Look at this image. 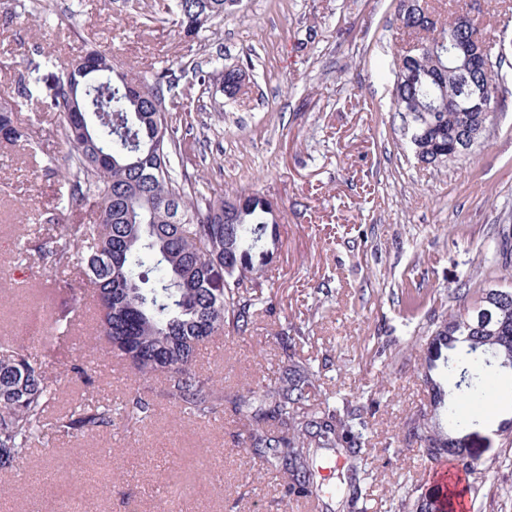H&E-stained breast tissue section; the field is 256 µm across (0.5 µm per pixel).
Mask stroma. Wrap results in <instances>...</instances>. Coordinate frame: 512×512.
<instances>
[{"label": "stroma", "instance_id": "1", "mask_svg": "<svg viewBox=\"0 0 512 512\" xmlns=\"http://www.w3.org/2000/svg\"><path fill=\"white\" fill-rule=\"evenodd\" d=\"M399 0H240L194 41L181 40L163 0H0V100L32 140L0 146V345L11 341L50 292L54 312L83 325L51 353L56 415L80 400L119 403L149 396L144 422L50 437L0 473V512H306L283 496L279 476L245 447V420L176 417L156 376L135 383L123 361L104 356L78 292V275L42 266L28 241L58 225H88L89 206L69 200L71 168L63 118L48 106L60 73L47 56L112 55L152 76L173 61L193 87L181 152L201 187L234 196L257 192L278 207L280 245L247 332L199 346L196 367L225 391L277 376L281 332L298 330L296 356L321 370L317 400H359L385 382L368 416L364 456L373 463L368 512H400L399 497L436 491L433 466L401 431L429 403L409 340L427 335L435 314L462 311L482 288L512 286V266L493 264L494 241L512 228V67L502 68L503 102L466 156L419 163L392 112L393 56L411 35L399 30ZM444 15L474 14L512 58V23L491 0H434ZM246 73L250 92L229 99L195 82V67ZM29 77L31 99L18 96ZM470 279L466 299L453 294ZM96 360L94 385L74 373L76 356ZM495 416L476 425L481 485L472 512H512V378L491 398Z\"/></svg>", "mask_w": 512, "mask_h": 512}]
</instances>
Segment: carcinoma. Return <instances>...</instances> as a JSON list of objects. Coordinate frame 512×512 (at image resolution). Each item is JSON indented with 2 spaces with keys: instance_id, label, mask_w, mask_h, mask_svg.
Returning <instances> with one entry per match:
<instances>
[{
  "instance_id": "carcinoma-1",
  "label": "carcinoma",
  "mask_w": 512,
  "mask_h": 512,
  "mask_svg": "<svg viewBox=\"0 0 512 512\" xmlns=\"http://www.w3.org/2000/svg\"><path fill=\"white\" fill-rule=\"evenodd\" d=\"M237 0H173V22L187 36L232 12ZM398 20L422 47L396 59L392 109L404 115L418 160L438 165L475 146L494 113L459 108L465 73L462 48L481 36L467 14L448 19L432 0H400ZM84 67L71 62L54 86L50 106L63 116L64 139L76 172L71 198L96 214L89 226L60 225L38 250L47 270L76 263L79 279L95 299L99 337L122 357L131 373L164 376L166 395L179 412L213 419L223 412L224 379L196 370L197 348L226 330L245 332L256 312V289L277 242L272 203L257 192L226 199L199 189L188 169L176 168L178 126L186 111L174 101L173 69L152 79L129 75L112 56L92 51ZM247 88L240 69L224 71L223 91L234 98ZM13 105L0 101V142L29 140L15 124ZM481 293L458 314L430 318L431 334L421 346L420 369L433 411L422 409L407 423L406 438L437 463L451 459L467 475L477 474L473 451L477 419L494 414L488 396L512 370V289ZM55 339L71 332L65 315L48 319ZM456 378L464 401L478 408L463 413L446 402L434 372ZM320 369L290 355L275 384L234 395L246 413L250 443L268 469L281 477L285 495L341 497L347 512H366L371 471L354 469L336 487L325 485L321 448L360 455L368 441L365 406L343 398L311 403ZM55 381L25 346L0 348V472L12 470L35 444L50 435L76 436L120 421L140 422L153 404L136 391L119 406L77 402L51 419L47 410ZM436 494H420L412 512H447Z\"/></svg>"
}]
</instances>
